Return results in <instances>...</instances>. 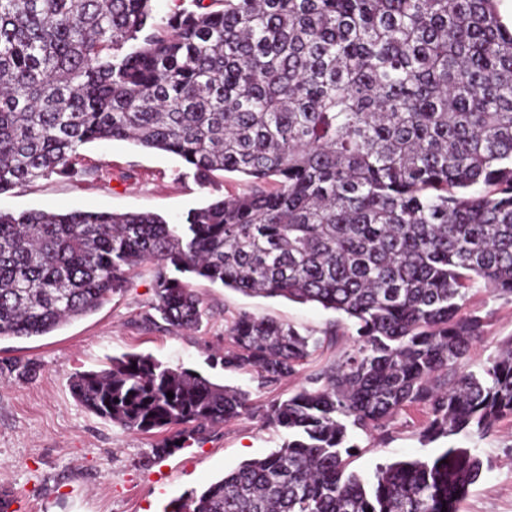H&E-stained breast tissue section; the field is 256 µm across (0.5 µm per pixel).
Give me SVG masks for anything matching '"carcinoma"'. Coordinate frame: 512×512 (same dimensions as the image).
<instances>
[{"label":"carcinoma","instance_id":"1","mask_svg":"<svg viewBox=\"0 0 512 512\" xmlns=\"http://www.w3.org/2000/svg\"><path fill=\"white\" fill-rule=\"evenodd\" d=\"M112 140L250 188L182 224L0 212V339L96 310L147 261L171 331L207 314L173 270L319 304L356 336L262 413L288 438L171 512H458L483 471L464 449L380 465L371 482L347 466L356 431L406 406L427 410L428 441L512 417L511 342L480 372L457 371L484 334L482 317L461 315L469 290L512 298V29L496 0H180L160 19L153 0H0V194L91 177L79 149ZM225 336L213 360L264 383L339 340L335 324L321 337L247 312ZM70 388L124 430L177 428L158 459L253 414L248 391L137 353Z\"/></svg>","mask_w":512,"mask_h":512}]
</instances>
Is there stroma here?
Returning <instances> with one entry per match:
<instances>
[{
    "label": "stroma",
    "instance_id": "obj_1",
    "mask_svg": "<svg viewBox=\"0 0 512 512\" xmlns=\"http://www.w3.org/2000/svg\"><path fill=\"white\" fill-rule=\"evenodd\" d=\"M80 162L98 169V177L36 180L0 195V211L150 212L177 224L188 210L247 188L243 175L222 171L200 185L177 156L123 140L85 145ZM192 284L209 311L191 332L177 334L146 323L155 288L154 265L147 262L131 271L124 293L95 311L43 336L0 340V361L17 358L34 368L29 378L0 379V489L12 493L8 512H164L186 492L204 490L243 461L279 448L284 432L264 426L260 411L287 399L310 375L336 364L353 344L351 322L318 305L247 296L201 278ZM464 311L487 320L483 340L460 364L461 370L477 372L512 340V300L475 288ZM242 312L317 335L337 322L342 336L313 351L296 376L264 385L255 374L209 363L210 355L224 348L225 329ZM131 352L247 390L254 412L216 427L203 441L153 458L152 448L170 437L171 429L123 430L82 407L69 387L73 373L101 369L109 357ZM425 421L421 408L411 406L385 430L358 433L359 451L349 471L369 478L381 464L426 460L448 447L465 448L484 466L460 512H512V418L484 435L462 433L433 442L421 436Z\"/></svg>",
    "mask_w": 512,
    "mask_h": 512
}]
</instances>
